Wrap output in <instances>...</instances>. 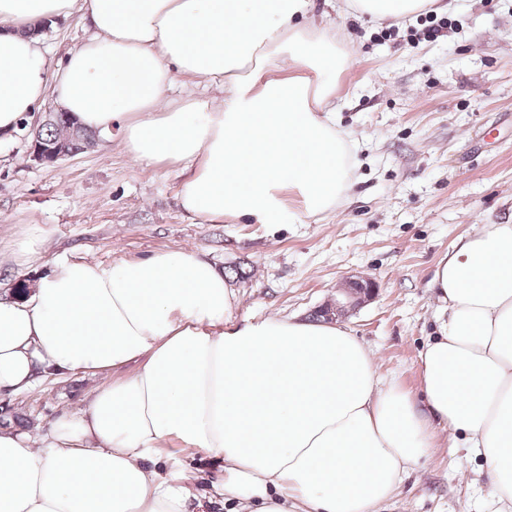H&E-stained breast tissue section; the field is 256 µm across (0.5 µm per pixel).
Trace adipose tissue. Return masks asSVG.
<instances>
[{
  "label": "adipose tissue",
  "instance_id": "adipose-tissue-1",
  "mask_svg": "<svg viewBox=\"0 0 512 512\" xmlns=\"http://www.w3.org/2000/svg\"><path fill=\"white\" fill-rule=\"evenodd\" d=\"M442 0H344L405 20ZM82 5L92 35L49 69L33 24ZM313 0H0V134L54 93L141 164L181 165L191 216L285 218L283 191L330 212L352 186L354 145L336 126L347 65ZM223 100L166 98L175 74ZM437 333L420 354L421 399L378 374L345 327L270 317L229 325L236 297L198 254L166 250L104 267L61 261L25 298H0V396L46 376L132 374L41 435L0 430V512H372L431 454L436 427L481 457L512 504V223L482 224L431 280ZM219 473L204 495L159 468L170 441Z\"/></svg>",
  "mask_w": 512,
  "mask_h": 512
}]
</instances>
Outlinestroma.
Listing matches in <instances>:
<instances>
[{
  "mask_svg": "<svg viewBox=\"0 0 512 512\" xmlns=\"http://www.w3.org/2000/svg\"><path fill=\"white\" fill-rule=\"evenodd\" d=\"M450 2L448 31L435 40L421 14L338 17L351 63L335 78L336 121L355 145V165L347 197L319 217L295 199L281 224L189 217L180 166L143 168L116 140L36 164L29 129L58 107L47 95L24 126L0 136V296L35 284L57 261L109 267L192 249L223 274L238 299L229 319L241 326L274 314L309 319L345 279L366 276L373 296L341 324L373 352L385 380L419 396L440 256L476 225L512 220V0ZM89 35L76 12L40 41L54 65ZM96 384L80 373L47 378L1 399L0 419L45 430L62 411L83 408ZM437 443L376 512H495L481 459L446 430ZM165 452L166 472L194 492L218 470L180 443Z\"/></svg>",
  "mask_w": 512,
  "mask_h": 512,
  "instance_id": "35a3bbf8",
  "label": "stroma"
}]
</instances>
